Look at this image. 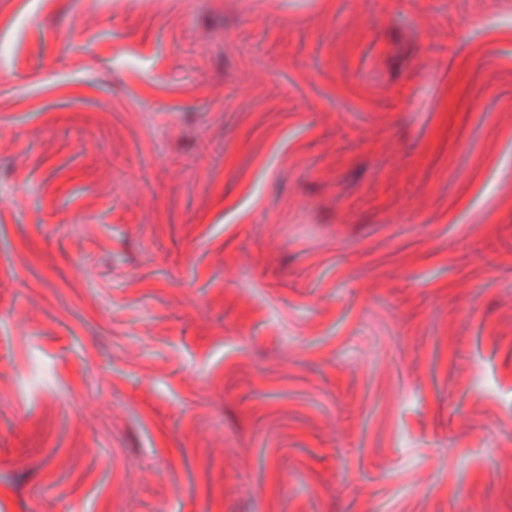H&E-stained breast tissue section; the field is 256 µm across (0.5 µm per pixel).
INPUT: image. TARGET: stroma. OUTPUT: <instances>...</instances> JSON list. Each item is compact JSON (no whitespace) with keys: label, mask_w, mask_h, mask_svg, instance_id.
<instances>
[{"label":"stroma","mask_w":512,"mask_h":512,"mask_svg":"<svg viewBox=\"0 0 512 512\" xmlns=\"http://www.w3.org/2000/svg\"><path fill=\"white\" fill-rule=\"evenodd\" d=\"M0 512H512V0H0Z\"/></svg>","instance_id":"35a3bbf8"}]
</instances>
